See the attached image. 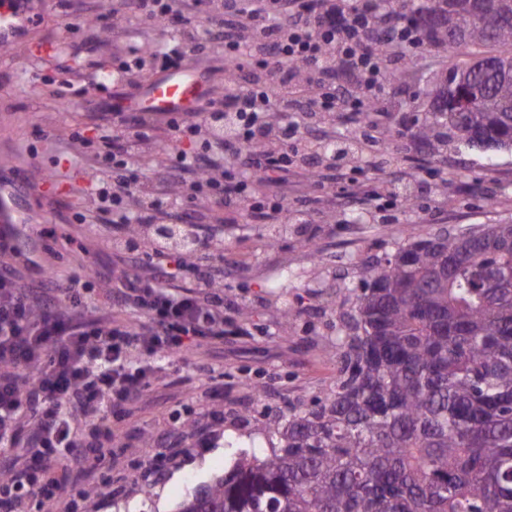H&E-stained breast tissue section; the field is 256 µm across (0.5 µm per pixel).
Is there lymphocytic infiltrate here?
Wrapping results in <instances>:
<instances>
[{
  "label": "lymphocytic infiltrate",
  "mask_w": 512,
  "mask_h": 512,
  "mask_svg": "<svg viewBox=\"0 0 512 512\" xmlns=\"http://www.w3.org/2000/svg\"><path fill=\"white\" fill-rule=\"evenodd\" d=\"M203 22H188L177 0H115L112 26L132 14L160 33L129 45L121 74L152 75L224 47V98L167 117L177 139L196 152L168 156L166 176L142 181L148 150H160L152 115L112 107V129L99 138L94 164L112 172L90 188L109 203L117 262L106 304L85 302L87 283L36 280L0 253V455L7 491L0 512H29L91 477L112 454L80 435V424L120 423L150 392L160 355L223 340L224 254L196 238L199 208H244L254 221L286 230L291 172L317 173V145L336 137V112L382 109L386 71L425 36L379 0H191ZM305 119L304 129L288 123ZM191 273L192 288L181 287ZM35 371L25 380V371Z\"/></svg>",
  "instance_id": "lymphocytic-infiltrate-1"
}]
</instances>
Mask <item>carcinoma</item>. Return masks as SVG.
Instances as JSON below:
<instances>
[{
  "label": "carcinoma",
  "instance_id": "obj_1",
  "mask_svg": "<svg viewBox=\"0 0 512 512\" xmlns=\"http://www.w3.org/2000/svg\"><path fill=\"white\" fill-rule=\"evenodd\" d=\"M401 14L473 91L415 138L511 149L512 0H402ZM477 58L496 64L472 75ZM361 275L324 396L269 415L279 445L176 512H512V223L411 237Z\"/></svg>",
  "mask_w": 512,
  "mask_h": 512
}]
</instances>
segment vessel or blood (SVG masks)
Segmentation results:
<instances>
[{
	"label": "vessel or blood",
	"instance_id": "obj_1",
	"mask_svg": "<svg viewBox=\"0 0 512 512\" xmlns=\"http://www.w3.org/2000/svg\"><path fill=\"white\" fill-rule=\"evenodd\" d=\"M26 3L27 0H0L1 46L24 42ZM207 97L197 69L186 64L150 77L129 105L138 112L172 114L193 111ZM51 185L48 177L25 178L11 172L0 173V236L17 251H36L37 241L26 226L32 202L47 196Z\"/></svg>",
	"mask_w": 512,
	"mask_h": 512
}]
</instances>
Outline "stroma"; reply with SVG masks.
<instances>
[{
    "label": "stroma",
    "mask_w": 512,
    "mask_h": 512,
    "mask_svg": "<svg viewBox=\"0 0 512 512\" xmlns=\"http://www.w3.org/2000/svg\"><path fill=\"white\" fill-rule=\"evenodd\" d=\"M42 22L28 48L0 51V116L9 128V152L1 164L21 173L49 175L56 194L36 202L43 213L32 232H52L48 261L59 282L71 273L88 276L91 294L105 300L108 285L94 279L110 264L114 227L109 213H94L88 189L101 178L87 156L98 132L91 126L112 109L116 94L135 96L129 77L100 82L123 55L127 36L146 41L153 28L129 17L125 33L104 25L112 0H34ZM99 69L86 66L87 59ZM399 83H388L384 112L360 117L336 113V136L353 138L367 122L383 127L386 143L355 162L358 179L379 183L382 176L414 173L413 208L386 195L355 200L344 180L321 174L319 188L305 174L288 183V206L304 221L269 241V227L244 211L208 214L200 235L224 236V321L231 332L223 345L202 346L163 359V380L125 420L112 428L115 454L100 471L102 480L71 489V512H173L191 485L222 474L237 453H263V408L278 411L286 402H311L334 372L328 353L341 328L347 289H360L361 263L395 251L399 240L429 231L460 234L483 224L512 222V150L483 151L449 141L433 150L410 133L425 119L444 53L426 50ZM86 130L87 143L72 140ZM85 222H77V215ZM248 330L233 336L236 327ZM220 410L222 424L208 414ZM208 438L197 446L199 435ZM162 438L175 456L163 476L150 471L146 438ZM151 485V498L140 489Z\"/></svg>",
    "instance_id": "35a3bbf8"
}]
</instances>
